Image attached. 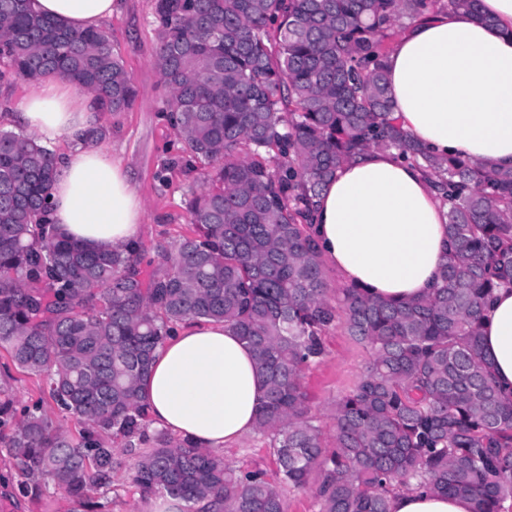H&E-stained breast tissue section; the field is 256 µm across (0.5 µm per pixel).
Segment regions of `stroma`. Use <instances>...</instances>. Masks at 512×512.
<instances>
[{
  "instance_id": "obj_1",
  "label": "stroma",
  "mask_w": 512,
  "mask_h": 512,
  "mask_svg": "<svg viewBox=\"0 0 512 512\" xmlns=\"http://www.w3.org/2000/svg\"><path fill=\"white\" fill-rule=\"evenodd\" d=\"M104 25L120 53L137 89L130 109L117 114L102 112L98 122L108 134L100 149L120 158L128 168L144 213L138 242L142 261H154L160 249L172 248L190 234L186 202L202 188L199 170L173 166L183 141L170 125L165 112L168 92L155 66L157 50L154 0H119L118 8ZM327 354L303 372V383L311 395L314 423L327 445L335 443L334 412L338 400L350 394L365 374L372 352L344 328L330 330L325 337ZM119 462L112 485L100 501L102 512H149L132 480L136 457L126 452L125 441H111ZM227 462L242 469H272L268 438L253 434L225 449ZM24 477L15 461L0 450V512H74L72 500L48 489L35 497L23 494Z\"/></svg>"
}]
</instances>
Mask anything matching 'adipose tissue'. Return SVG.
Listing matches in <instances>:
<instances>
[{
	"label": "adipose tissue",
	"mask_w": 512,
	"mask_h": 512,
	"mask_svg": "<svg viewBox=\"0 0 512 512\" xmlns=\"http://www.w3.org/2000/svg\"><path fill=\"white\" fill-rule=\"evenodd\" d=\"M115 0H31L33 11L73 31L99 27ZM482 18L445 9L408 22L388 56L391 110L432 155L512 167V0H481ZM42 143L75 149L58 159L50 218L93 246L131 247L143 205L122 161L79 139L95 120L93 98L46 80L18 106ZM447 218L424 173L372 148L341 165L322 191L313 230L323 259L375 299L429 296L449 251ZM483 350L497 386L512 395V286L481 311ZM265 386L248 344L220 322L178 325L154 352L139 396L150 428L215 453L255 431ZM391 512H473L470 499L414 486Z\"/></svg>",
	"instance_id": "1"
}]
</instances>
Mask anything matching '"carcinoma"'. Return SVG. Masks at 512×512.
<instances>
[{
  "mask_svg": "<svg viewBox=\"0 0 512 512\" xmlns=\"http://www.w3.org/2000/svg\"><path fill=\"white\" fill-rule=\"evenodd\" d=\"M439 0H155V65L166 112L206 188L188 203L193 233L143 278L136 251L90 249L49 222L54 153L0 130V348L44 377L49 399L80 426L74 441L37 403L0 401L6 451L79 512L112 483V433L141 448L133 481L215 512H285L281 488H312L320 512H390L412 481L500 512L512 497V399L483 352L480 310L512 285V167L439 158L391 116L386 62L401 20ZM62 78L97 111L128 110L132 77L103 27L81 32L0 0V83ZM395 150L448 205L449 263L418 300L331 296L310 234L336 168ZM190 319L233 327L265 384L256 430L276 470H245L164 433L145 434L138 386L155 349ZM341 326L372 361L335 409L336 446L313 424L303 371Z\"/></svg>",
  "mask_w": 512,
  "mask_h": 512,
  "instance_id": "cac0c4a2",
  "label": "carcinoma"
}]
</instances>
